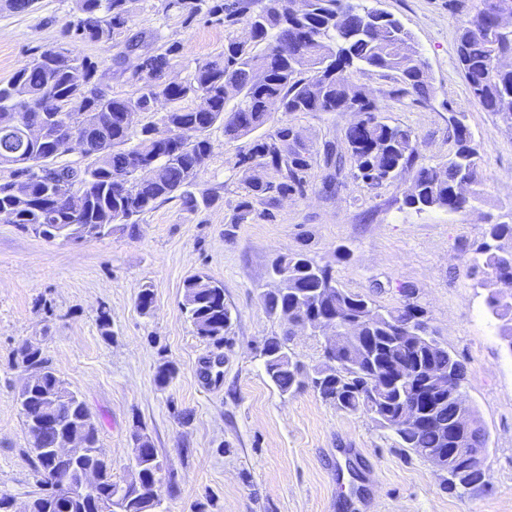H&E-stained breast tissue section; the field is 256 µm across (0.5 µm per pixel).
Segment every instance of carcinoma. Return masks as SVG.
Listing matches in <instances>:
<instances>
[{
	"instance_id": "1",
	"label": "carcinoma",
	"mask_w": 512,
	"mask_h": 512,
	"mask_svg": "<svg viewBox=\"0 0 512 512\" xmlns=\"http://www.w3.org/2000/svg\"><path fill=\"white\" fill-rule=\"evenodd\" d=\"M479 0L464 11L466 0H448V10L459 17L456 28L460 71L472 96L488 112L512 123V66L497 61L512 58V10L499 16L493 2ZM80 17L69 22L63 37L110 45L127 26L126 0H76ZM367 0H170L169 6L185 9L190 16L234 24L246 22V35L224 45V54L196 67L192 77L170 83L166 74L174 49H153L145 36L126 41L123 54L135 53L146 63L136 75L139 87L126 98L96 92L97 64L58 44L41 52L31 64L0 83V161L6 163L9 180L0 183V212L12 223L46 240L67 242L101 239L116 226L137 224V218L157 204L177 198L196 212L213 202L206 193L196 194L198 172L210 155L205 135L220 123L229 140L248 135L271 120L268 104L277 101L281 111L353 112L366 122L350 124L344 132L347 151L356 164V177L371 186L398 179L407 172L410 184L403 196L406 207L419 213L442 210L463 213L481 202L478 186L483 180L482 157L462 112L448 113L455 149L439 166L414 167L417 139L407 127L389 125L378 115L377 102L356 88L352 76L375 70L389 73L400 84L398 92L415 100H427L432 92L430 75L417 43L392 14L366 5ZM186 97L195 107H174L158 123L135 129L128 126L129 112H153L159 99L177 103ZM236 99L227 108L230 99ZM42 124L52 136L62 128L76 130L93 148L92 160L81 169L68 164L55 167L53 177L41 167L49 144L25 135L24 127ZM323 162L337 170L344 166L336 146H323ZM317 152L293 126L282 123L261 139L250 156L255 167L272 170L278 180L260 174L246 177V195L230 220L241 224L254 204H267L280 195L302 190L305 174ZM78 188L83 206L76 214L47 209L51 197ZM471 271L512 275V224L495 223L487 241L476 250ZM270 288L262 293L266 312L293 324L303 318L312 326L323 318L342 327L354 319L373 337L366 351L339 362L325 359L308 371L288 349V336H270L261 349L265 373L281 394L308 387L321 399L348 412L370 413L391 432L401 448L420 457L424 449L448 450L440 428L457 420L458 401L443 399L430 410L435 424L408 430L393 419L412 399L415 387L431 385L440 373L463 382L465 367L434 338L422 335L413 341L403 328L425 324L422 310L406 303L381 311L359 294L338 287L330 268L306 253L277 257L270 272ZM186 310L201 337L220 340L231 325L224 304V288L204 277L185 283ZM499 321V336L512 353V279L486 299ZM17 358L33 369L27 393L20 395L21 414L39 463L45 489L29 501L30 512H99V502L114 498L116 512H156L153 499L162 463L150 438L133 434L134 476L118 482L112 464L100 444L96 421L86 403L65 389L49 359L31 346L21 347ZM49 417L55 427L34 434V422ZM72 435L83 441L87 454L76 461L57 458L50 451L56 436ZM450 474L445 489L478 490L489 484V475L469 471L464 455L447 456ZM98 475L96 489L73 503L59 500L49 488L57 475L79 484L81 474Z\"/></svg>"
}]
</instances>
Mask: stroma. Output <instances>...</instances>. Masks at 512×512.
Returning a JSON list of instances; mask_svg holds the SVG:
<instances>
[{
	"label": "stroma",
	"instance_id": "35a3bbf8",
	"mask_svg": "<svg viewBox=\"0 0 512 512\" xmlns=\"http://www.w3.org/2000/svg\"><path fill=\"white\" fill-rule=\"evenodd\" d=\"M370 3L412 33L433 94L414 101L399 94L393 77L373 71L354 74V84L380 104L386 123L413 130L419 166L446 162L454 148L448 115L465 113L484 160L482 203L463 214L418 213L403 204L407 177L371 186L349 162L328 190V171L317 163L304 193L279 197L272 218L255 213L232 223L246 193L240 161L274 126H294L317 149L327 141L346 148L353 113L276 108L270 125L250 135L230 140L220 125L207 131L211 154L196 189L212 196L208 208L191 213L172 199L141 215L135 228L67 244L0 221V492L16 512L42 490L18 403L24 376L16 351L26 343L87 403L115 479L129 476L132 435L145 429L162 463L161 512H512V354L486 306L495 282L469 269L488 226L512 222V124L472 97L458 68L448 0ZM126 8L130 22L113 46L67 42L96 62L112 97L138 88L136 55L119 54L137 33L174 47L167 77L176 82L245 34L243 24L190 18L168 0H127ZM76 16V0H35L23 14L0 0V81L62 41ZM299 251L378 309L408 301L422 308L435 338L465 365L466 398L490 436L488 488L449 494L446 472L398 448L369 415L339 410L310 388L283 395L270 383L261 357L268 337L288 335L307 366L323 361L325 334L289 329L261 300L274 258ZM194 275L224 287L232 321L221 340L199 336L184 309V283ZM145 287L154 292L146 314L137 306ZM103 310L112 319L107 336L98 326ZM165 364L175 373L161 387L155 376ZM343 448L360 454L340 456Z\"/></svg>",
	"mask_w": 512,
	"mask_h": 512
}]
</instances>
